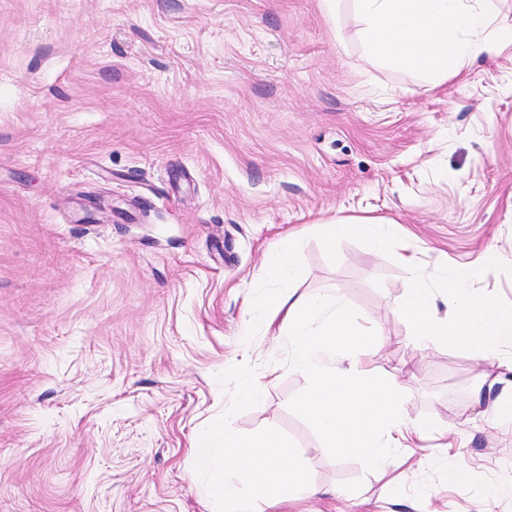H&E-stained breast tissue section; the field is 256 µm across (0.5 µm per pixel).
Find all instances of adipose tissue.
Here are the masks:
<instances>
[{
	"mask_svg": "<svg viewBox=\"0 0 512 512\" xmlns=\"http://www.w3.org/2000/svg\"><path fill=\"white\" fill-rule=\"evenodd\" d=\"M499 2L350 0V6L369 55L441 82L512 46V27H490ZM349 238L369 240L377 251L396 253L410 270L418 268L414 254L399 247L379 218L341 217L325 225L322 241L328 256L338 259L337 243ZM446 278L449 288L441 298L424 281L414 280L398 300L395 314L422 349L474 351L498 361L510 377L481 414L489 420L512 414V315L470 287L464 269H452ZM257 308L267 321H281L287 332L289 367L306 383L298 406L336 455L356 456L368 467L384 470L399 460L411 439H447V430L436 420L410 423L398 377L367 365L377 330L358 323L357 311L338 290L313 295L268 291ZM201 459L220 473L213 495L227 512H270L317 491L306 479L296 449L272 430L251 439L225 427L222 454L205 453Z\"/></svg>",
	"mask_w": 512,
	"mask_h": 512,
	"instance_id": "adipose-tissue-1",
	"label": "adipose tissue"
}]
</instances>
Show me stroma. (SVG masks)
Listing matches in <instances>:
<instances>
[{
	"mask_svg": "<svg viewBox=\"0 0 512 512\" xmlns=\"http://www.w3.org/2000/svg\"><path fill=\"white\" fill-rule=\"evenodd\" d=\"M357 28L319 0H0V512H221L193 450L226 418L299 449L320 492L284 512H504L512 418L473 411L499 368L422 350L393 309L457 266L512 310V47L435 84ZM358 215L396 221L418 273L364 239L332 261L324 224ZM290 235L296 292L379 323L371 364L447 424L465 481L433 440L384 473L325 448L286 334L245 310Z\"/></svg>",
	"mask_w": 512,
	"mask_h": 512,
	"instance_id": "1",
	"label": "stroma"
}]
</instances>
